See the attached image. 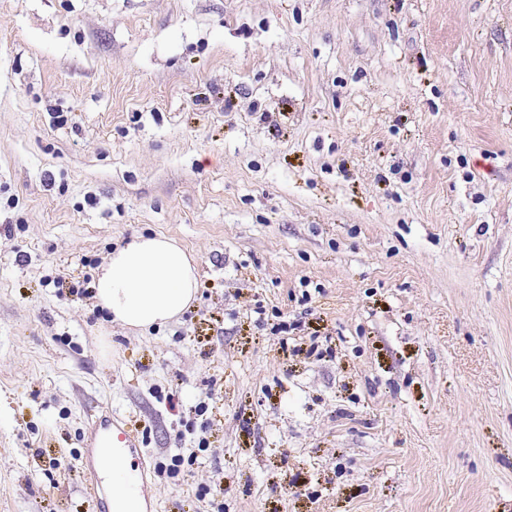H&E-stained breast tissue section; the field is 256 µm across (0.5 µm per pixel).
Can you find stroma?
I'll use <instances>...</instances> for the list:
<instances>
[{
    "label": "stroma",
    "mask_w": 512,
    "mask_h": 512,
    "mask_svg": "<svg viewBox=\"0 0 512 512\" xmlns=\"http://www.w3.org/2000/svg\"><path fill=\"white\" fill-rule=\"evenodd\" d=\"M102 411L152 512H512V0H0V512H95ZM199 288L196 260L175 240L140 234L118 245L97 271L96 304L117 322L145 331L178 319ZM194 448H179L178 453L173 454L170 456V464L164 465L162 462L159 466V476L166 477V478H174L175 476H178L181 473V467L185 463V451H190L186 462L188 465L192 466L197 462L198 454L196 453Z\"/></svg>",
    "instance_id": "obj_1"
}]
</instances>
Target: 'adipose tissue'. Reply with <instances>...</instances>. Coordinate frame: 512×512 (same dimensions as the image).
Instances as JSON below:
<instances>
[{"label": "adipose tissue", "mask_w": 512, "mask_h": 512, "mask_svg": "<svg viewBox=\"0 0 512 512\" xmlns=\"http://www.w3.org/2000/svg\"><path fill=\"white\" fill-rule=\"evenodd\" d=\"M199 288L194 257L161 234L118 245L97 273L96 304L112 321L145 331L178 319Z\"/></svg>", "instance_id": "ef3b65f1"}]
</instances>
